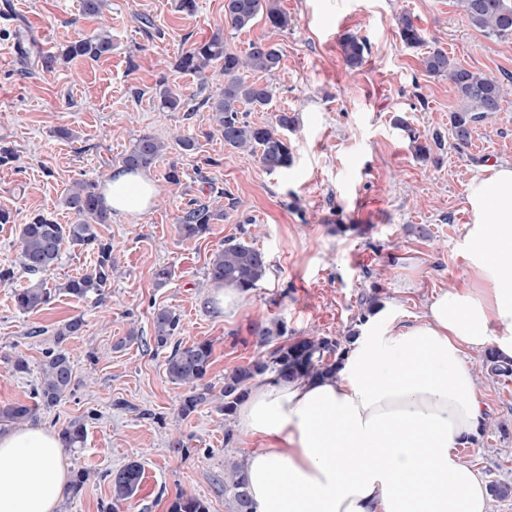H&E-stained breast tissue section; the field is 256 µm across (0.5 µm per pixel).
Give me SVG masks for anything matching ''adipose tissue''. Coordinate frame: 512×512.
<instances>
[{"instance_id": "1", "label": "adipose tissue", "mask_w": 512, "mask_h": 512, "mask_svg": "<svg viewBox=\"0 0 512 512\" xmlns=\"http://www.w3.org/2000/svg\"><path fill=\"white\" fill-rule=\"evenodd\" d=\"M101 194L135 217L160 190L117 169ZM466 204L467 285L440 290L410 324L376 313L335 375L252 385L237 424L259 443L244 460L253 512H491L459 450L488 422L468 355L512 363V163L486 166ZM61 448L42 426L0 427V512H56Z\"/></svg>"}]
</instances>
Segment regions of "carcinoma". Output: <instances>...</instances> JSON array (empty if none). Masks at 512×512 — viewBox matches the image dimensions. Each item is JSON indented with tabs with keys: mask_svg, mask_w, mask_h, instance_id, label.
<instances>
[{
	"mask_svg": "<svg viewBox=\"0 0 512 512\" xmlns=\"http://www.w3.org/2000/svg\"><path fill=\"white\" fill-rule=\"evenodd\" d=\"M458 7L473 27L488 37L512 36V0H457ZM263 20L274 28L288 27V15L278 6V0H224V22L240 32ZM401 40L409 47L424 44L421 30L407 15L398 23ZM347 65L358 69L364 62L365 44L347 34L340 41ZM112 53V34L101 28L92 35L70 42L62 51L67 59L89 57L99 59ZM281 55L272 45L250 44L248 51L238 54L230 50L224 36L216 33L182 53L175 68L194 74L205 82L214 65H220L224 87L216 96L203 98L198 106L211 112L213 129L224 138V146L259 155L266 170L276 172L292 162L288 141L278 132L293 123L288 113L278 116L277 126L259 125L245 120L241 106L250 109L265 108L272 101L270 87L250 76L255 72L271 73L279 68ZM424 75L445 78L454 88L458 101L452 112L451 132L454 147L461 151L469 143L471 126L500 111L508 90L496 77L475 73L451 62L448 53L433 48L420 59ZM159 107L168 112L183 108L192 111L182 95L166 83L160 84ZM433 144L413 137L415 157L421 161L432 158V146L442 145V136L432 137ZM171 145L151 134L139 136L120 157L121 168L129 171L147 170L166 156ZM65 207L75 216L71 224H57L51 218L38 214L29 223L19 225V266L30 275L43 274L58 262L62 248L91 247L97 258L85 273L68 280L62 290L78 298L91 295L102 299L110 287L115 265L112 245L99 240L95 225L109 223L111 216L104 208L98 183L93 180L76 182L64 197ZM224 217L210 205L197 200L178 216V233L185 239L201 238L210 231L214 221ZM270 264L265 254L250 241L229 238L209 261L205 280L198 285L200 292L214 288H234L247 293L259 286L268 275ZM55 290L37 280L14 294L18 310L30 312L48 304ZM84 325L77 316L67 320L55 332V346L45 351L39 383L33 388L32 403L17 402L0 406V422L19 423L31 418L40 407H51L79 388L68 355L61 344L68 336H77ZM153 342L158 349L166 347L180 331V316L172 309L160 308L153 313ZM259 345L267 352L224 373V385L219 394L206 382L211 365L213 346L209 341H198L188 346L176 345L166 361V372L171 382L183 385L188 392L180 401V413L188 417L199 407L219 401L217 409L224 414V423L232 421L238 407L249 396L253 382L264 377L269 381L297 376L328 375L336 372L340 360L348 352L357 335L350 333L345 340L326 336H299L278 342L280 326L262 327L257 331ZM482 368L496 376H512V365L501 363L488 350L481 360ZM85 426L80 421L69 423L61 431L65 446L74 448L84 440ZM143 468L131 461L112 475V505L110 510L130 504L142 484ZM224 497L231 502L233 512H252L247 479L242 463L229 460L224 464ZM170 512H209L206 501L196 495L179 494L170 506Z\"/></svg>",
	"mask_w": 512,
	"mask_h": 512,
	"instance_id": "cac0c4a2",
	"label": "carcinoma"
}]
</instances>
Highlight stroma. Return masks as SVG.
Instances as JSON below:
<instances>
[{
	"mask_svg": "<svg viewBox=\"0 0 512 512\" xmlns=\"http://www.w3.org/2000/svg\"><path fill=\"white\" fill-rule=\"evenodd\" d=\"M195 2L187 13L179 0H109L99 19L83 14L81 0H0V14L13 20L0 23V147L16 155L0 167V211L10 215L0 223V267L16 268L19 227L34 214L72 223L66 188L78 179L105 182L140 134L166 140L179 133L200 144L192 155L168 151L148 169L161 190L153 207L97 225L118 257L105 298L59 291L95 260L92 250L69 245L44 275L56 290L48 305L16 309L13 292L29 284L28 274L18 271L13 284L0 286V405L28 401L54 329L84 319L82 333L62 344L80 387L32 418L57 433L74 420L85 424L83 443L64 450L63 463L86 479L80 489L66 488L61 512H108L111 476L133 460L143 466V486L119 512H169L183 491L206 499L210 512H231L220 483L224 460L244 459L255 443L237 429L225 434L214 406L180 416L187 389L169 380V352L153 344L154 310L179 314V343H212L207 380L218 387L225 372L260 353L257 323H281L288 339L343 337L365 326L363 301L372 295L381 309L413 322L434 293L466 281L459 245L471 221L468 183L486 165L512 163V95L459 151L450 137L455 93L447 80L421 72L426 48L440 47L457 65L512 85V37H486L456 0H280L287 28L260 22L241 32L226 28L224 0ZM404 13L421 29L425 47L401 42ZM102 23L112 29L111 55L42 69L41 56L60 53ZM217 32L239 53L257 41L280 51L279 69L261 77L272 89L271 104L246 118L272 124L280 113L293 117L284 132L292 153L287 170L267 172L258 156L226 149L208 110H159L163 79L192 104L220 93L221 73L203 90L196 77L173 68L178 55ZM346 34L367 47L355 74L339 47ZM22 37L35 45L15 64L3 51ZM399 116L410 131L394 126ZM63 128L68 136H60ZM436 132L442 148L433 161L417 160L410 134L426 140ZM173 163L182 172L178 186L165 178ZM193 199L224 217L206 236L185 239L177 218ZM232 236L252 240L270 272L229 316L218 303H204L196 285ZM159 264L173 271L161 288L152 277ZM18 355L28 373L13 372L10 360ZM479 380L491 420L461 454L487 483H512V376L483 371ZM177 436L184 441L179 452L170 446Z\"/></svg>",
	"mask_w": 512,
	"mask_h": 512,
	"instance_id": "obj_1",
	"label": "stroma"
}]
</instances>
